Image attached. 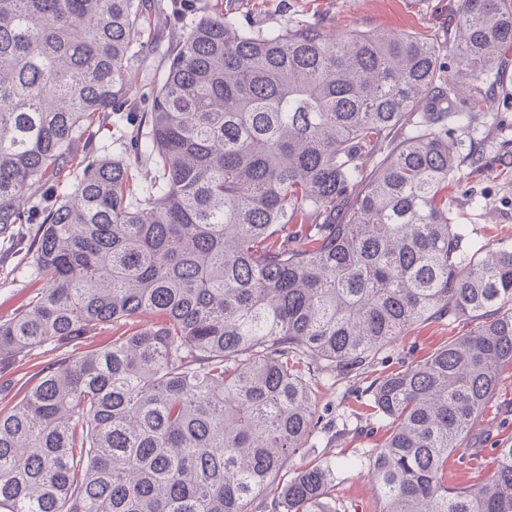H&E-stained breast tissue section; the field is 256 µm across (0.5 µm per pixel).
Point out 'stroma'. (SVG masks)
Wrapping results in <instances>:
<instances>
[{"instance_id":"1","label":"stroma","mask_w":512,"mask_h":512,"mask_svg":"<svg viewBox=\"0 0 512 512\" xmlns=\"http://www.w3.org/2000/svg\"><path fill=\"white\" fill-rule=\"evenodd\" d=\"M207 4L260 31L299 22L320 24L339 34L425 33L446 42L463 0H146L145 46L130 61L129 106L120 115L101 119L92 128L91 139L75 142L73 160L58 184L33 191L31 224L14 225L10 234L0 235V321L13 317L45 286L26 246L32 225L41 222L40 211L72 191L86 150L115 158L134 136L146 133L142 114L149 109L147 98L166 71L171 48ZM479 84L488 98L486 112L458 145L460 155L476 153L479 163L464 167L462 182L451 195L457 223L495 243L512 238V48L489 66ZM468 327L462 319L415 323L381 351L375 369L391 371L422 360ZM352 389L350 382L319 377L314 415L320 431L288 460V470L312 461L340 462L381 440L383 429L363 416ZM337 482L349 512H379L376 485L366 475L341 469Z\"/></svg>"}]
</instances>
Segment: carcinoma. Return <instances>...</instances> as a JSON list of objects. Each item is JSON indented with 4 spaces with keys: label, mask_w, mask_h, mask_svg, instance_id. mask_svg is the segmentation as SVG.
I'll return each instance as SVG.
<instances>
[{
    "label": "carcinoma",
    "mask_w": 512,
    "mask_h": 512,
    "mask_svg": "<svg viewBox=\"0 0 512 512\" xmlns=\"http://www.w3.org/2000/svg\"><path fill=\"white\" fill-rule=\"evenodd\" d=\"M143 0H0V234L60 176L95 115L120 112ZM457 41L254 32L214 8L183 33L128 165L86 153L45 209L46 282L0 323V397L50 341L112 343L50 363L0 409V512H348L336 466L380 512H512V441L491 474L475 427L512 366V240L453 221L462 82L512 45V0H464ZM154 315L148 327L136 325ZM471 328L367 387L387 437L355 459L285 462L317 430L312 379L354 378L419 321ZM336 490L347 501L349 512H379L378 492L376 485L367 476L355 471L339 469Z\"/></svg>",
    "instance_id": "carcinoma-1"
}]
</instances>
